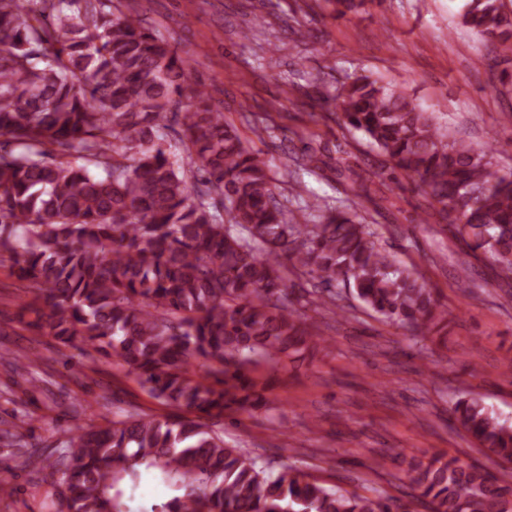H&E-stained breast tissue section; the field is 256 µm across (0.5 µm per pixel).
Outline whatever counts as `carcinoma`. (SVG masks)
Listing matches in <instances>:
<instances>
[{
	"instance_id": "cac0c4a2",
	"label": "carcinoma",
	"mask_w": 512,
	"mask_h": 512,
	"mask_svg": "<svg viewBox=\"0 0 512 512\" xmlns=\"http://www.w3.org/2000/svg\"><path fill=\"white\" fill-rule=\"evenodd\" d=\"M369 2L335 0L336 15ZM101 5L0 0V268L33 293L37 335L89 364L130 367L152 398L189 416L80 427L57 457L24 451L27 467L54 486L57 512H400L379 492L327 487L292 466L276 473L207 420L265 406L261 366L328 346L305 307L335 304L341 284L416 341L447 308L357 214L300 223L259 152L211 109L193 64L139 16ZM462 24L512 40L502 0H471ZM333 114L385 158L381 174L418 179L422 223L439 216L512 281L511 171L367 77L343 83ZM176 125L193 184L163 144ZM337 172L352 196L365 193L360 174ZM292 269L311 289L296 294ZM8 364L39 381L30 353ZM451 413L482 455L512 467V425L473 396ZM144 469L172 495L141 503ZM410 488L425 512H512L511 480L457 458L413 460Z\"/></svg>"
}]
</instances>
